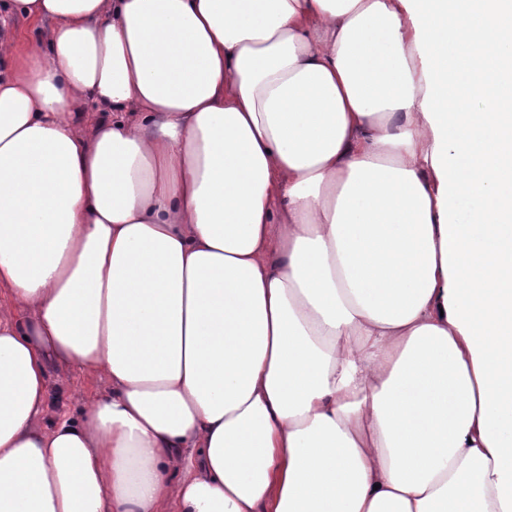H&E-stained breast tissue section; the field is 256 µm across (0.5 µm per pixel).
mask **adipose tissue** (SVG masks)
<instances>
[{
  "label": "adipose tissue",
  "instance_id": "obj_1",
  "mask_svg": "<svg viewBox=\"0 0 512 512\" xmlns=\"http://www.w3.org/2000/svg\"><path fill=\"white\" fill-rule=\"evenodd\" d=\"M14 17L0 512H512V0ZM62 380L54 386L51 393L54 417L57 415L74 416L85 406L86 401L107 388L105 378L86 375L79 372L54 371Z\"/></svg>",
  "mask_w": 512,
  "mask_h": 512
}]
</instances>
